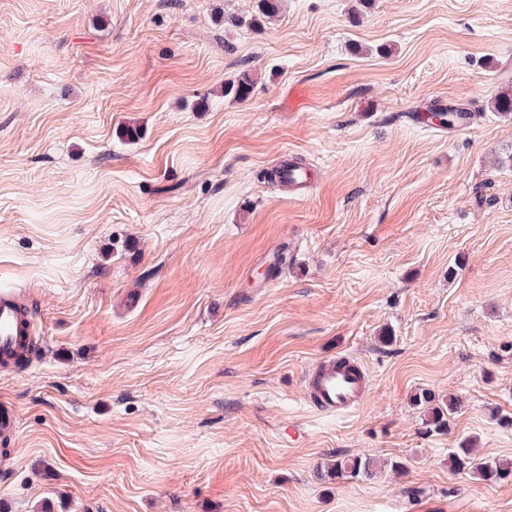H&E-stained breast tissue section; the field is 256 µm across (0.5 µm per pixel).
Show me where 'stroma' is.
Wrapping results in <instances>:
<instances>
[{"mask_svg":"<svg viewBox=\"0 0 512 512\" xmlns=\"http://www.w3.org/2000/svg\"><path fill=\"white\" fill-rule=\"evenodd\" d=\"M256 4L0 0V289L41 344L0 368V512H512L448 464L512 459V0ZM342 356L370 390L328 414ZM356 454L404 469L325 478ZM253 85L254 81L249 71L245 70L240 72L236 79L224 84V94L237 101H246L251 95ZM342 361V362H341ZM315 408L332 414L356 409L366 395L363 371L349 359L322 362L307 381ZM435 398V397H434ZM429 392H422L416 396V403L419 406H425L424 411V424L430 431H445L448 430L453 415L460 407V401L457 397H448V402L443 403V406H432L434 400ZM18 434V417L14 407L0 402V439L14 441Z\"/></svg>","mask_w":512,"mask_h":512,"instance_id":"obj_1","label":"stroma"}]
</instances>
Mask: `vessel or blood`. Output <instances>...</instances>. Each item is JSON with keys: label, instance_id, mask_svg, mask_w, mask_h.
Instances as JSON below:
<instances>
[{"label": "vessel or blood", "instance_id": "1", "mask_svg": "<svg viewBox=\"0 0 512 512\" xmlns=\"http://www.w3.org/2000/svg\"><path fill=\"white\" fill-rule=\"evenodd\" d=\"M35 323L21 308L17 294L0 290V355L19 351L22 344L36 343ZM315 408L332 414L356 409L363 401L366 379L351 360L322 362L308 380Z\"/></svg>", "mask_w": 512, "mask_h": 512}]
</instances>
